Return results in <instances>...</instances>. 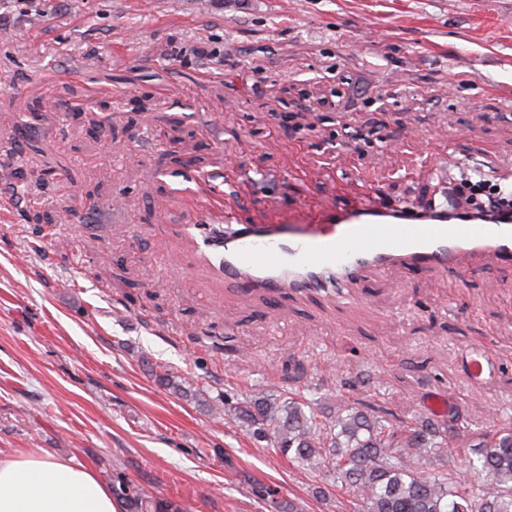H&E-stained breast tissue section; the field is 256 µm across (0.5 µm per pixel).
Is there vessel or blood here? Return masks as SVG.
<instances>
[{
	"label": "vessel or blood",
	"instance_id": "b4317fda",
	"mask_svg": "<svg viewBox=\"0 0 512 512\" xmlns=\"http://www.w3.org/2000/svg\"><path fill=\"white\" fill-rule=\"evenodd\" d=\"M200 209L204 223L187 225L184 235L194 241L199 260L244 297L262 293L275 302L312 295L346 302L354 299L356 281L369 270L438 269L460 285L484 255L512 263L508 217L479 220L460 210L363 204L324 214L305 207L285 223L239 225L225 212L219 189ZM465 363L475 386L498 370L484 345L472 348Z\"/></svg>",
	"mask_w": 512,
	"mask_h": 512
}]
</instances>
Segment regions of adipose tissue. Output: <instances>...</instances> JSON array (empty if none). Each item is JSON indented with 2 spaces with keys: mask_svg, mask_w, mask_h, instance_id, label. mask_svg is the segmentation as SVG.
Wrapping results in <instances>:
<instances>
[{
  "mask_svg": "<svg viewBox=\"0 0 512 512\" xmlns=\"http://www.w3.org/2000/svg\"><path fill=\"white\" fill-rule=\"evenodd\" d=\"M0 512H121L94 471L34 451L0 458Z\"/></svg>",
  "mask_w": 512,
  "mask_h": 512,
  "instance_id": "1",
  "label": "adipose tissue"
}]
</instances>
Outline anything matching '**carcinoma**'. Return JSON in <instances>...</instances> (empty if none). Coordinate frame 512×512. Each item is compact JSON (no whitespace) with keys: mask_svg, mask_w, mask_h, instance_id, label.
Segmentation results:
<instances>
[{"mask_svg":"<svg viewBox=\"0 0 512 512\" xmlns=\"http://www.w3.org/2000/svg\"><path fill=\"white\" fill-rule=\"evenodd\" d=\"M304 404L269 399L224 403V417L257 425L303 471H324L362 503V512H512V426L477 451L488 485L460 482L440 462L459 414L420 417L409 428L361 411L324 422Z\"/></svg>","mask_w":512,"mask_h":512,"instance_id":"1","label":"carcinoma"}]
</instances>
